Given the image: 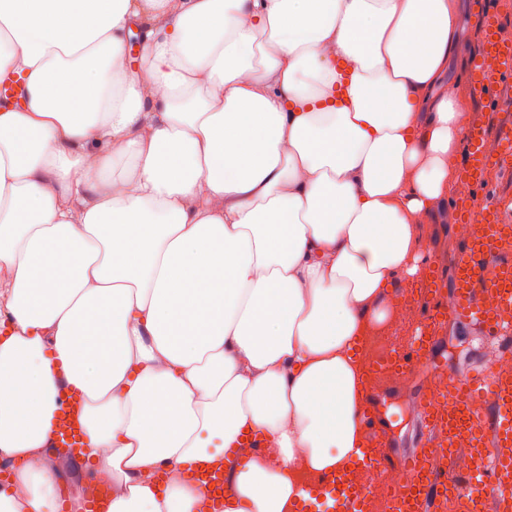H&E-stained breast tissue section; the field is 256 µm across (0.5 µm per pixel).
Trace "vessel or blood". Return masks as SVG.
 Returning a JSON list of instances; mask_svg holds the SVG:
<instances>
[{"label": "vessel or blood", "mask_w": 512, "mask_h": 512, "mask_svg": "<svg viewBox=\"0 0 512 512\" xmlns=\"http://www.w3.org/2000/svg\"><path fill=\"white\" fill-rule=\"evenodd\" d=\"M478 23L482 43L470 81L483 112L501 118L502 123L493 138L484 122L465 128L467 151L455 206L462 210L469 231L461 237L451 297L443 295L438 268L426 267L419 290L422 331L414 345L369 367L370 373H387L398 383L418 364L430 361L436 339L448 322L475 323L492 336L512 331V220L505 217L503 201L490 200L478 209L472 205L477 193L487 188L492 169L512 171V101L501 94L504 86H512V38L503 35L492 0H480ZM478 393L484 400L476 407L471 398ZM420 406L428 444L442 453L436 459L423 452L390 459V466L403 472L404 483L390 495L389 512H440L450 493L464 491L469 494L470 512H512V373L452 376L447 386L429 387L420 397ZM77 416L76 402L67 403L50 447L77 450ZM462 441L474 450L466 467L475 482L471 488L458 480L451 454ZM328 496L336 497L339 512H365V496L345 472L306 487L300 512H312ZM110 499L107 484L90 488L82 512H109Z\"/></svg>", "instance_id": "vessel-or-blood-1"}]
</instances>
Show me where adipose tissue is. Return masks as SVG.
Masks as SVG:
<instances>
[{
	"mask_svg": "<svg viewBox=\"0 0 512 512\" xmlns=\"http://www.w3.org/2000/svg\"><path fill=\"white\" fill-rule=\"evenodd\" d=\"M462 0H0V512H293L365 445L354 353L457 188ZM140 39L137 70L127 45ZM77 458L47 443L60 381ZM269 446L240 458L248 435ZM111 497L107 482L91 486L84 496L82 512H108Z\"/></svg>",
	"mask_w": 512,
	"mask_h": 512,
	"instance_id": "adipose-tissue-1",
	"label": "adipose tissue"
}]
</instances>
